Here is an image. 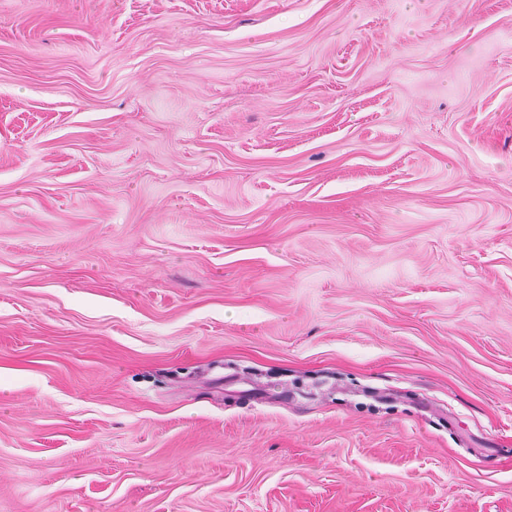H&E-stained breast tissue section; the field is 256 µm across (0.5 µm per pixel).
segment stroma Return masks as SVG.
<instances>
[{
  "instance_id": "1",
  "label": "stroma",
  "mask_w": 512,
  "mask_h": 512,
  "mask_svg": "<svg viewBox=\"0 0 512 512\" xmlns=\"http://www.w3.org/2000/svg\"><path fill=\"white\" fill-rule=\"evenodd\" d=\"M0 512H512V0H0Z\"/></svg>"
}]
</instances>
